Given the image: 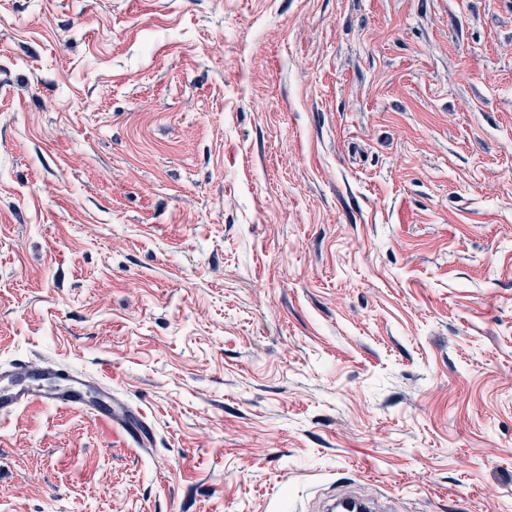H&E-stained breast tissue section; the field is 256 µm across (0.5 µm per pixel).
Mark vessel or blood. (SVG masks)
Masks as SVG:
<instances>
[{
	"mask_svg": "<svg viewBox=\"0 0 512 512\" xmlns=\"http://www.w3.org/2000/svg\"><path fill=\"white\" fill-rule=\"evenodd\" d=\"M34 403L93 409L100 421L140 446L151 435L144 414L113 395L111 378H97L52 361L16 360L0 370V416Z\"/></svg>",
	"mask_w": 512,
	"mask_h": 512,
	"instance_id": "b4317fda",
	"label": "vessel or blood"
}]
</instances>
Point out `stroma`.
Masks as SVG:
<instances>
[{
    "instance_id": "35a3bbf8",
    "label": "stroma",
    "mask_w": 512,
    "mask_h": 512,
    "mask_svg": "<svg viewBox=\"0 0 512 512\" xmlns=\"http://www.w3.org/2000/svg\"><path fill=\"white\" fill-rule=\"evenodd\" d=\"M0 512H512V0H0ZM89 393H96L99 402L92 403ZM34 403L91 409L100 421L138 446H144L152 433L139 409L130 408L112 395V378H97L52 361L15 360L9 368L1 367L0 416Z\"/></svg>"
}]
</instances>
